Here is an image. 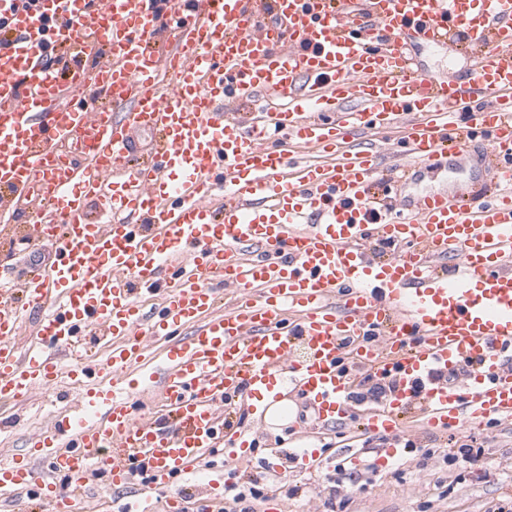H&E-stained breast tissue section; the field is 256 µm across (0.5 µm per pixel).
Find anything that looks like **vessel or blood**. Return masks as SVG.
<instances>
[{"label":"vessel or blood","instance_id":"obj_1","mask_svg":"<svg viewBox=\"0 0 512 512\" xmlns=\"http://www.w3.org/2000/svg\"><path fill=\"white\" fill-rule=\"evenodd\" d=\"M10 2L0 233L25 211L24 240L54 258L0 279V402L78 397L0 462L1 496L86 512L103 471L182 512L175 478L208 449L250 451L225 398L273 403L289 380L336 424L361 378L395 379L361 423L392 438L382 467L408 418L512 421V0H169L162 29L154 0ZM459 36L463 81L419 68L415 45ZM400 123L411 177L348 147ZM290 142L330 160L294 164ZM150 337L167 342L160 403L137 375Z\"/></svg>","mask_w":512,"mask_h":512}]
</instances>
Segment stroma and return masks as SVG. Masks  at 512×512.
Returning <instances> with one entry per match:
<instances>
[{
	"label": "stroma",
	"instance_id": "obj_1",
	"mask_svg": "<svg viewBox=\"0 0 512 512\" xmlns=\"http://www.w3.org/2000/svg\"><path fill=\"white\" fill-rule=\"evenodd\" d=\"M291 404L295 420L279 428L267 425L251 411L238 410L235 420L253 448L249 460L228 459L220 448L213 449L211 456L215 465L223 467L225 484L243 482L249 473L269 485L278 512H326L333 489L344 503L343 512H494L512 498V425L441 432L416 429L410 433L416 452L380 469L375 465V450L382 447V440L375 438L366 444L354 438L349 424L324 425L302 395H293ZM59 405L55 393L38 392L25 406L0 407V416L14 414L22 420L21 426L0 434V454L11 456L24 448L28 438L44 432L50 412ZM458 441L484 446L487 464L483 470L445 463V455ZM303 443L331 449V465L314 475L298 468L287 453ZM273 448L283 455L284 472L278 478L263 466ZM423 449L432 450L434 456L422 469L417 462ZM339 468L346 477L336 486L332 480Z\"/></svg>",
	"mask_w": 512,
	"mask_h": 512
}]
</instances>
